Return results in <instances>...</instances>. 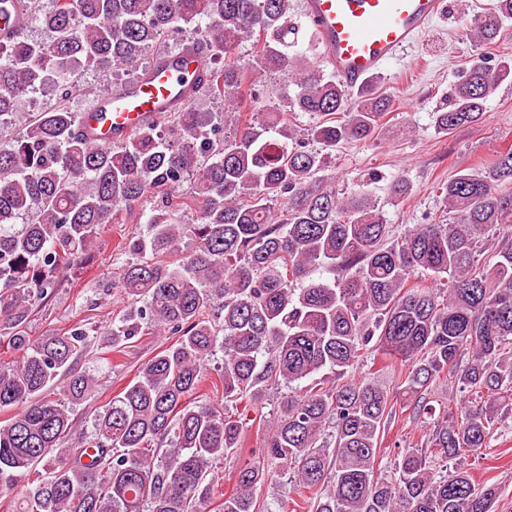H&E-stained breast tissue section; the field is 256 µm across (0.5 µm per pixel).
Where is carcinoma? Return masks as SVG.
I'll list each match as a JSON object with an SVG mask.
<instances>
[{"instance_id": "obj_1", "label": "carcinoma", "mask_w": 512, "mask_h": 512, "mask_svg": "<svg viewBox=\"0 0 512 512\" xmlns=\"http://www.w3.org/2000/svg\"><path fill=\"white\" fill-rule=\"evenodd\" d=\"M23 2L17 37L0 43V129L19 126L0 148V340L19 352L0 363V408L15 409L0 424V493L17 492L16 512H207L213 465L243 452L247 413L263 417L259 397L279 383L292 390L274 405L258 455L233 471L220 512H261L255 493L273 466L304 512H494L497 488L440 464L491 447L512 398V240L485 261L480 246L512 226V148L441 187L448 223L394 238L371 190L341 197L319 176L338 145L378 137L394 99L373 84L352 91L295 52L292 0ZM508 19L512 0H495L469 31L493 43ZM34 22L40 40L27 34ZM185 25L212 56L203 93L228 104L233 135L220 137L193 101L115 147L79 133L64 102L73 76L135 68ZM257 71L285 75L295 94L274 112L248 111ZM507 80L506 58L469 63L448 109L434 113L438 133L482 119ZM50 85L62 100L20 120L21 104ZM301 113L317 122L300 133ZM149 194L159 203L118 272V287L142 305L112 320L105 344L158 329L176 340L77 434L71 411L96 385L75 369L90 334L32 338L26 321L107 225L144 216ZM185 238L196 242L186 253ZM321 267L334 277H313ZM419 273L430 283L409 284ZM218 348L222 408L200 394ZM369 351L410 363L407 396L444 372L472 396L397 456L393 478L377 465L389 391L349 378Z\"/></svg>"}]
</instances>
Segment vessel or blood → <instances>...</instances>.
<instances>
[{"instance_id":"b4317fda","label":"vessel or blood","mask_w":512,"mask_h":512,"mask_svg":"<svg viewBox=\"0 0 512 512\" xmlns=\"http://www.w3.org/2000/svg\"><path fill=\"white\" fill-rule=\"evenodd\" d=\"M446 0H303L320 59L340 82L358 89L404 50L416 47L447 13ZM211 58L194 42L158 55L130 84L82 112L80 128L101 147L189 103L210 77Z\"/></svg>"}]
</instances>
